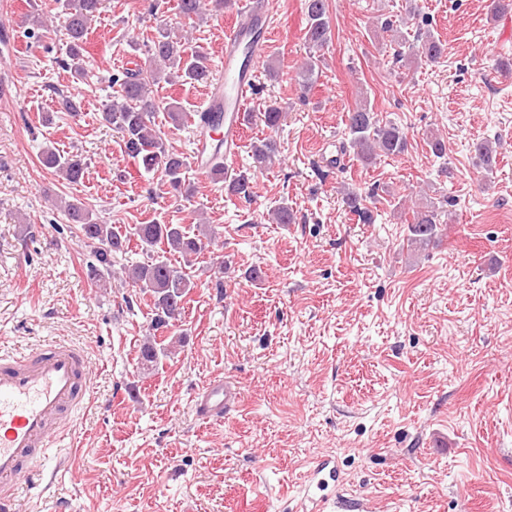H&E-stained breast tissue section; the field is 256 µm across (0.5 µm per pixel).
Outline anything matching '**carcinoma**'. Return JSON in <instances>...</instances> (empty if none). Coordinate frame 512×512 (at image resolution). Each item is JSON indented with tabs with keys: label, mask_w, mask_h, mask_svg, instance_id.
<instances>
[{
	"label": "carcinoma",
	"mask_w": 512,
	"mask_h": 512,
	"mask_svg": "<svg viewBox=\"0 0 512 512\" xmlns=\"http://www.w3.org/2000/svg\"><path fill=\"white\" fill-rule=\"evenodd\" d=\"M58 3L66 35L63 70L69 72L72 79L82 81L89 76L86 51L89 23L92 17L100 13L103 0H58ZM328 8V0H304L307 20L304 43L308 56L301 79L305 89L312 87L319 74L321 59L318 52L329 47L333 40ZM487 8L490 20L496 21L512 13V0H489ZM177 10L189 20L197 19L203 14L202 0H178ZM395 34L400 46L394 53V60L398 63L412 65L423 61L435 62L447 51V43L428 30L417 29L411 43L400 31H395ZM404 46L408 47L409 52L402 51ZM145 51L150 66L126 71L123 77L112 79V85L117 90L103 105L101 118L120 135L128 157L141 165L145 172L159 174L162 184L188 199L193 196V190L186 184L187 158L166 148L161 130L156 127L154 120L156 112L163 109L171 124L178 126L185 113L175 111V104L150 95L149 87L160 79V71L157 70L160 63L173 68L166 83L189 84L193 87L206 85L211 75L210 65L205 53L173 36L167 27L157 29L155 36L145 44ZM346 129L342 151L353 154L365 166L376 163L382 157L398 156L407 148L403 129L392 121L380 119L378 113L367 104L349 112ZM250 148L254 162L260 166L274 163L278 153L276 142L268 138L256 139ZM474 153L485 173H492L497 165L496 143L489 139L480 140L474 146ZM42 162L69 183L80 182L87 168L82 156L61 153L54 148L44 150ZM211 175L217 180H228L231 194L244 199L252 197V177L249 172H229L224 168L223 157H218V162L211 168ZM371 199L372 194L353 189H347L343 194L345 205L362 224L374 221L373 210L368 206ZM63 211L68 222L76 225L83 239L92 246V260L88 267L90 276L102 287H107L112 279L114 258L128 253L130 240L115 226L93 218V213L80 202H64ZM440 216V207L432 201L413 211V222L409 224L407 238L410 250L419 252L438 241ZM134 235L148 261L132 266L128 270V280L131 287L153 299L151 327L157 331L168 327L181 315L183 300L195 288L191 269L216 237L217 230L205 224L197 228V232L191 233L181 224L153 221L136 225ZM172 252L179 254L181 264L172 263L168 257ZM161 352L156 340L148 336L140 348L141 360L147 365H155Z\"/></svg>",
	"instance_id": "1"
}]
</instances>
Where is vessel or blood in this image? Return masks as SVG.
Segmentation results:
<instances>
[{
  "instance_id": "vessel-or-blood-1",
  "label": "vessel or blood",
  "mask_w": 512,
  "mask_h": 512,
  "mask_svg": "<svg viewBox=\"0 0 512 512\" xmlns=\"http://www.w3.org/2000/svg\"><path fill=\"white\" fill-rule=\"evenodd\" d=\"M274 27L273 0H243L224 35V59L207 82L198 123L192 166L206 173L210 146L222 141L225 163L242 147L245 112L252 101L257 73ZM90 365L77 347L51 343L19 352L0 348V512H18L19 479L37 477L33 465L48 461L51 443L71 435L73 413L89 401ZM240 403L236 386L215 376L193 396L202 420H220ZM336 469L315 464L296 512H327Z\"/></svg>"
}]
</instances>
